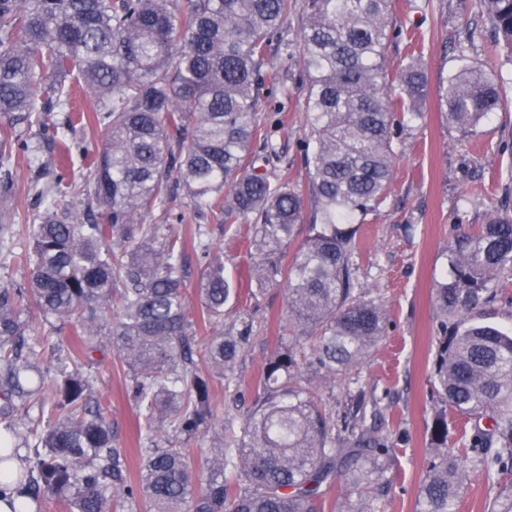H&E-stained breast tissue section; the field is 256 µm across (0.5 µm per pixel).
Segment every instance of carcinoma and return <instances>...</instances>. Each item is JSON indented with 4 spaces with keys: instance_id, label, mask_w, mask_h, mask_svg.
Masks as SVG:
<instances>
[{
    "instance_id": "cac0c4a2",
    "label": "carcinoma",
    "mask_w": 512,
    "mask_h": 512,
    "mask_svg": "<svg viewBox=\"0 0 512 512\" xmlns=\"http://www.w3.org/2000/svg\"><path fill=\"white\" fill-rule=\"evenodd\" d=\"M483 6L512 53V0ZM292 10L291 0H0V114L45 132L51 113L72 111L74 74L106 134L91 180L34 171L46 202L28 225L34 272L24 287L0 285V497L10 491L25 507L57 502L67 512H138L140 503L144 512H317L337 482L361 496L382 480L380 456L390 447L365 425L366 392L349 395L342 439L298 372L309 365L345 374L386 333L382 298L354 276V224L386 199L394 141L422 120L428 79L410 54L399 95H388L387 50L402 31L393 0H305L296 50ZM461 33L465 46L439 90L448 121L474 136L501 97L498 80L470 61L476 29L467 23ZM274 42L283 47V75L297 67L307 84L305 192L247 164L264 133L261 70ZM27 151V142L1 138L0 167ZM180 188L221 225H255L251 278L260 293L287 285L296 332L294 346L265 365L251 412L225 418L224 447L197 480L188 449L166 445L155 423L188 439L211 428L213 377L237 390L242 339L222 330L237 288L204 232L194 239L201 266L194 310L181 274L184 240L168 224L138 222ZM78 203L103 220L85 222ZM299 224L308 225L307 237L285 265ZM448 263L450 275L434 287L435 309L443 330L450 319L454 326L440 342L435 386L475 428L469 452L454 454L447 415L434 418L435 457L417 512H456L473 471L512 474V332L462 319L491 303L498 281L512 275V216L459 235ZM30 303L80 336L77 350L57 346L50 378L31 361L37 351L25 339ZM109 320L149 433L134 483L86 368ZM199 325L212 336L198 340ZM198 346L205 370L194 359ZM34 407L41 413L30 431L9 420ZM239 432L249 438L242 446ZM339 440L346 447H336Z\"/></svg>"
}]
</instances>
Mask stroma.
Listing matches in <instances>:
<instances>
[{
    "instance_id": "35a3bbf8",
    "label": "stroma",
    "mask_w": 512,
    "mask_h": 512,
    "mask_svg": "<svg viewBox=\"0 0 512 512\" xmlns=\"http://www.w3.org/2000/svg\"><path fill=\"white\" fill-rule=\"evenodd\" d=\"M397 16L404 30L389 47L387 67L396 70L408 51L421 52L429 81L425 117L405 129L395 142V158L387 199L366 216L356 234L351 258L355 275L371 295L381 297L388 318L387 333L361 365L345 377L304 370L302 384L310 396L326 406L333 419L343 421L346 396L356 386L379 402L376 415L366 423L386 436L393 451L386 457L388 489L375 500L348 495L335 486L327 495L323 512H368L379 503L384 512H416L421 481L433 450L430 429L446 404L434 386L440 320L436 316L433 288L448 268L453 245V224L464 215L467 225L486 223L503 213L512 215V54L492 50L495 39L480 0H396ZM474 19L481 32L475 62L501 83L502 107L494 112L478 135L467 137L452 127L439 100V84L455 65L459 52L461 17ZM290 93L286 110H279L280 93L263 100L261 113L268 138L256 141L250 162L265 167L278 179L306 185L304 145L308 134L306 91L299 70L288 73ZM18 132L39 141L32 156H19L9 173L0 172V224L14 227L13 251L0 253V282L27 284L31 269L22 256L30 247L27 226L43 205L31 186L36 168H52L57 162L55 137L37 128H11L0 118V138ZM144 224H170L184 239L203 229L215 253L224 260V271L240 279L235 304L224 319L232 333L248 332L235 365L239 398L224 392L222 379L212 387L216 418L225 413L244 414L257 396L258 380L268 359L294 343L288 329L286 286L265 288L253 295L246 280L248 246L255 235L253 224L235 226L222 233L213 215L198 209L185 193H177L166 210L143 213ZM30 337L41 339L38 360L53 366V344L77 343L72 327L46 322L37 310L25 315ZM102 353L95 370L104 414L112 425L117 448L128 459V477L140 469L137 448L142 438L134 405L127 394V365L112 351L108 335H100Z\"/></svg>"
}]
</instances>
